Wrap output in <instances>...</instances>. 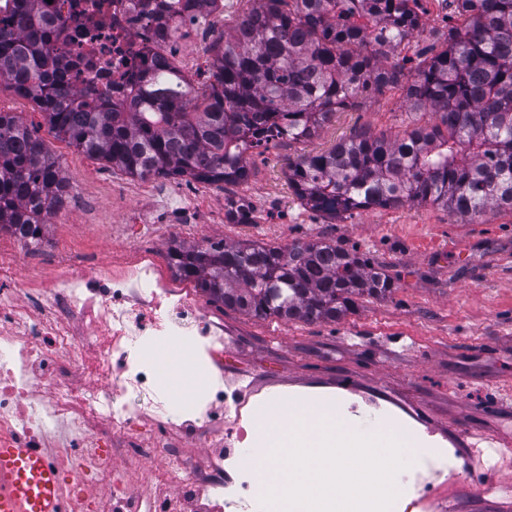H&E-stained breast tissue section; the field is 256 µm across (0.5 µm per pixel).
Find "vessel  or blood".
<instances>
[{
  "label": "vessel or blood",
  "mask_w": 512,
  "mask_h": 512,
  "mask_svg": "<svg viewBox=\"0 0 512 512\" xmlns=\"http://www.w3.org/2000/svg\"><path fill=\"white\" fill-rule=\"evenodd\" d=\"M459 455L468 472H480L486 492L512 502V486L500 479L511 436L469 435ZM0 512H64L58 475L40 450L0 446Z\"/></svg>",
  "instance_id": "obj_1"
}]
</instances>
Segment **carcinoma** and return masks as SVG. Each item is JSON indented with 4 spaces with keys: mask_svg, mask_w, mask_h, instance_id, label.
Instances as JSON below:
<instances>
[{
    "mask_svg": "<svg viewBox=\"0 0 512 512\" xmlns=\"http://www.w3.org/2000/svg\"><path fill=\"white\" fill-rule=\"evenodd\" d=\"M252 7L213 46L194 87L171 61L139 69L129 88L76 90L58 52L59 19L41 0H14L0 19V88L32 100L48 132L129 175L246 180V152L308 140L372 93L408 74L406 101L428 121L392 137L362 129L288 164L295 195L336 220L351 210L436 204L475 221L512 211V0H451L446 47L385 66L415 37L419 0H249ZM168 0H151V49L169 38ZM67 180L49 144L12 112H0V232L41 241ZM237 224L248 209L230 199ZM177 276L210 298L258 318L336 321L393 279L336 243L255 242L179 246Z\"/></svg>",
    "mask_w": 512,
    "mask_h": 512,
    "instance_id": "obj_1",
    "label": "carcinoma"
}]
</instances>
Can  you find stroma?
Instances as JSON below:
<instances>
[{"label": "stroma", "instance_id": "obj_1", "mask_svg": "<svg viewBox=\"0 0 512 512\" xmlns=\"http://www.w3.org/2000/svg\"><path fill=\"white\" fill-rule=\"evenodd\" d=\"M250 7L224 0V23L203 40V55L173 63L199 81L212 61V45ZM420 32L396 57H429L446 44L447 10L427 0ZM409 108L402 87L390 86L362 106L337 113L311 140L283 141L251 153L249 178L241 183L197 182L207 211L203 227H182L165 241L153 224L143 179L90 157L67 142L50 139L70 187L62 204L68 223H48L29 261L50 275L61 263L87 268L152 253L170 284L181 285L170 261L172 244L192 246L200 237L288 246L332 241L382 267L395 288L383 298H364L333 322L305 323L258 318L210 304L224 321V389L252 388L298 405L331 407L337 418L376 424L371 404L386 409L395 424L413 431L422 460L451 458L464 431L497 430L512 435V212L490 210L473 222L459 221L432 204L355 210L331 220L301 204L288 184L290 161L330 149L355 131L392 136L423 123ZM127 188L142 221L125 223L112 207V191ZM248 202L251 221L223 219L229 198ZM357 389H342L343 381ZM502 397L497 413L484 405Z\"/></svg>", "mask_w": 512, "mask_h": 512}]
</instances>
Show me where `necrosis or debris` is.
Masks as SVG:
<instances>
[{"label": "necrosis or debris", "instance_id": "obj_1", "mask_svg": "<svg viewBox=\"0 0 512 512\" xmlns=\"http://www.w3.org/2000/svg\"><path fill=\"white\" fill-rule=\"evenodd\" d=\"M64 34L70 85L121 88L131 70L154 67L163 57L146 51L153 19L142 0H53ZM224 333L204 300L174 290L146 255L115 270L68 264L49 277L0 275V444L39 448L53 439L47 459L67 474L62 492L68 512H100L78 484L87 477L109 492L110 512H183L186 494L212 502L252 499L256 467L227 474L239 458L250 420L235 416L227 430L211 426L226 407L220 383L174 404L157 384V367L142 350L157 339L187 341L198 356L222 361ZM51 387L35 400L33 385ZM154 427L143 432L141 421ZM204 449L205 460L185 447ZM132 450L156 461L151 491L116 463Z\"/></svg>", "mask_w": 512, "mask_h": 512}]
</instances>
